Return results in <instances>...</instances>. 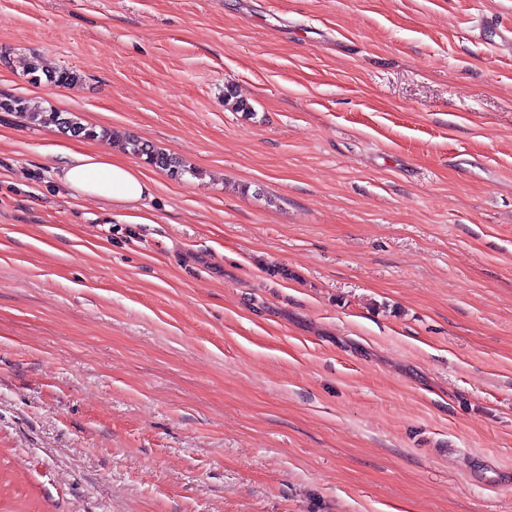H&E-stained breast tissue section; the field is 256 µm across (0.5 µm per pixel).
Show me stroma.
I'll return each instance as SVG.
<instances>
[{
  "mask_svg": "<svg viewBox=\"0 0 512 512\" xmlns=\"http://www.w3.org/2000/svg\"><path fill=\"white\" fill-rule=\"evenodd\" d=\"M497 25L512 0H0V97L196 170L146 167L130 224L53 175L103 142L0 112V512H512ZM39 70L41 74H35ZM30 71L29 74L32 75L31 81L35 84L41 83L43 77L47 84L54 86L72 85L81 79L80 74L76 70L58 66L36 65ZM0 110L15 112L31 125L45 128L55 127L64 134L69 133L72 137L100 140L109 144L118 141L124 150L143 158L152 166L172 171V174L181 176L185 173H194L191 168L187 169V166L177 157L157 149L149 142L134 136L120 139L114 132L106 128L97 129L83 124L80 118L72 112H62L52 107L32 108L22 97L0 98Z\"/></svg>",
  "mask_w": 512,
  "mask_h": 512,
  "instance_id": "obj_1",
  "label": "stroma"
}]
</instances>
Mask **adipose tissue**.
<instances>
[{"label":"adipose tissue","mask_w":512,"mask_h":512,"mask_svg":"<svg viewBox=\"0 0 512 512\" xmlns=\"http://www.w3.org/2000/svg\"><path fill=\"white\" fill-rule=\"evenodd\" d=\"M53 171L55 179L71 197L100 199L122 211L128 223H150L147 202L153 197L154 184L138 165L107 151L66 150Z\"/></svg>","instance_id":"obj_1"}]
</instances>
